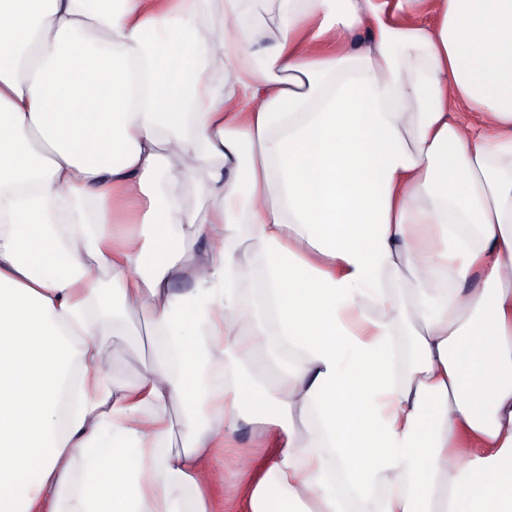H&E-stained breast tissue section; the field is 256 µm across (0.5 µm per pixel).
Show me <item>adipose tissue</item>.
I'll list each match as a JSON object with an SVG mask.
<instances>
[{
	"mask_svg": "<svg viewBox=\"0 0 512 512\" xmlns=\"http://www.w3.org/2000/svg\"><path fill=\"white\" fill-rule=\"evenodd\" d=\"M437 2L0 0V512H212L243 422L244 512H512V0ZM151 323L147 316L125 323L123 335H112V324L103 327L99 340L110 352L118 351V356L109 368V376L126 382L138 379L143 366L151 358V348L147 332ZM235 447L233 448H219L216 451L217 458L223 462H229L231 458L237 453H245L251 456L256 465V470L259 472L265 467L273 458L277 451V443L271 442L266 448H252L250 442V427L243 425L235 437Z\"/></svg>",
	"mask_w": 512,
	"mask_h": 512,
	"instance_id": "ef3b65f1",
	"label": "adipose tissue"
}]
</instances>
